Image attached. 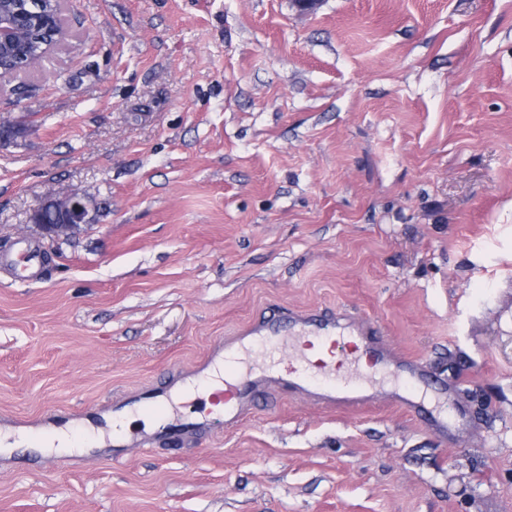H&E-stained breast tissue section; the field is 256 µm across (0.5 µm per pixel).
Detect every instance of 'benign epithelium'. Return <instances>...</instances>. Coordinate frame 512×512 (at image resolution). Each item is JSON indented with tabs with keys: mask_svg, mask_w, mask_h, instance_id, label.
Listing matches in <instances>:
<instances>
[{
	"mask_svg": "<svg viewBox=\"0 0 512 512\" xmlns=\"http://www.w3.org/2000/svg\"><path fill=\"white\" fill-rule=\"evenodd\" d=\"M16 3L18 0H8L3 10L0 11V45L16 44L33 26L45 28L55 26L61 31V34L55 42L45 46L42 53L21 58L16 70L0 71V81L6 78L10 79L22 71L37 68L42 61V54L65 43L69 36L61 12L56 11L52 15L41 11L30 13L16 7ZM45 203L50 205V209L37 207L32 212L30 220L41 228L45 237L52 241L68 235L82 224L91 223L89 203L84 197L70 194L48 198Z\"/></svg>",
	"mask_w": 512,
	"mask_h": 512,
	"instance_id": "7a95c632",
	"label": "benign epithelium"
}]
</instances>
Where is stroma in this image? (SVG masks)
Listing matches in <instances>:
<instances>
[{
	"label": "stroma",
	"mask_w": 512,
	"mask_h": 512,
	"mask_svg": "<svg viewBox=\"0 0 512 512\" xmlns=\"http://www.w3.org/2000/svg\"><path fill=\"white\" fill-rule=\"evenodd\" d=\"M0 83V423L85 430L264 308L376 323L448 433L282 394L186 446L0 454V512H512V0H64ZM91 202L57 241L49 196ZM2 261L13 268L18 280H25L34 271L48 270L37 245L24 237H19L15 241L13 252L2 256Z\"/></svg>",
	"instance_id": "obj_1"
}]
</instances>
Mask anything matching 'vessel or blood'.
Segmentation results:
<instances>
[{
	"label": "vessel or blood",
	"mask_w": 512,
	"mask_h": 512,
	"mask_svg": "<svg viewBox=\"0 0 512 512\" xmlns=\"http://www.w3.org/2000/svg\"><path fill=\"white\" fill-rule=\"evenodd\" d=\"M23 280L46 265L37 245L18 238L10 255L0 259ZM290 357L296 364L288 375L276 373L274 363ZM391 348L375 325L366 318L354 317L331 308L295 311L276 307L256 316L241 336L225 341L212 352L195 379L174 381L161 389L140 394L137 406L149 414L169 443L182 441L195 428L192 420L175 418L172 403L182 392L194 389L196 378L211 369L223 367L222 388L212 393L211 410L205 418L222 419L225 426L240 425L269 393H290L314 398L320 403L344 408L364 406L368 398L361 385L372 370L394 364ZM128 405L112 404V445L129 448L139 444L138 433L124 428L121 419Z\"/></svg>",
	"instance_id": "b4317fda"
}]
</instances>
